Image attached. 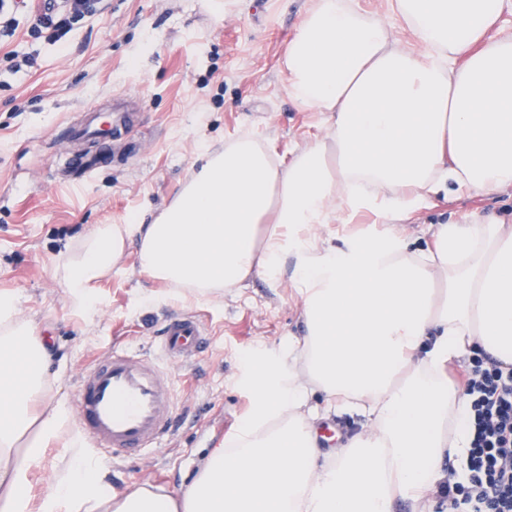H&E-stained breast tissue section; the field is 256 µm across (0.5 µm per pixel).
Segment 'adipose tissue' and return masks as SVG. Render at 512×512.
<instances>
[{
	"label": "adipose tissue",
	"instance_id": "obj_1",
	"mask_svg": "<svg viewBox=\"0 0 512 512\" xmlns=\"http://www.w3.org/2000/svg\"><path fill=\"white\" fill-rule=\"evenodd\" d=\"M509 7L390 0L416 52L357 0H313L283 65L292 101L325 113L326 137L288 163L229 140L151 223L95 225L66 253V300L87 315L131 244L140 272L178 297L286 274L303 296V336L248 357V415L180 492L113 493L68 428L67 399L49 393L50 343L0 291V512H393L434 488L444 459L463 464L468 403L444 365L478 347L512 364V224H442L424 250L395 234L331 245L315 228L512 186V34H488ZM330 411L365 416L370 433L321 452L314 423ZM48 467L57 481L37 493Z\"/></svg>",
	"mask_w": 512,
	"mask_h": 512
}]
</instances>
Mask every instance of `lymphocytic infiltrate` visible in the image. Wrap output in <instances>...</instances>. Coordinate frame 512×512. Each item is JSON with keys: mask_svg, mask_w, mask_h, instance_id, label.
Instances as JSON below:
<instances>
[{"mask_svg": "<svg viewBox=\"0 0 512 512\" xmlns=\"http://www.w3.org/2000/svg\"><path fill=\"white\" fill-rule=\"evenodd\" d=\"M101 0H51L35 8L29 0H0V37L28 24L35 42L27 51L5 53L7 69L26 75L43 48L61 42L95 17ZM469 406L465 476L449 471L441 490V512H512V365L478 353L461 370Z\"/></svg>", "mask_w": 512, "mask_h": 512, "instance_id": "lymphocytic-infiltrate-1", "label": "lymphocytic infiltrate"}]
</instances>
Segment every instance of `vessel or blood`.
I'll return each instance as SVG.
<instances>
[{
	"instance_id": "vessel-or-blood-1",
	"label": "vessel or blood",
	"mask_w": 512,
	"mask_h": 512,
	"mask_svg": "<svg viewBox=\"0 0 512 512\" xmlns=\"http://www.w3.org/2000/svg\"><path fill=\"white\" fill-rule=\"evenodd\" d=\"M70 137L107 141L99 116L85 111ZM206 343L203 322L168 315L160 330L159 359L152 362L123 347L95 361L77 389L78 426L85 439L112 456L135 458L160 446L172 429L175 386L165 364L195 357Z\"/></svg>"
}]
</instances>
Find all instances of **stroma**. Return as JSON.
I'll list each match as a JSON object with an SVG mask.
<instances>
[{"label":"stroma","instance_id":"35a3bbf8","mask_svg":"<svg viewBox=\"0 0 512 512\" xmlns=\"http://www.w3.org/2000/svg\"><path fill=\"white\" fill-rule=\"evenodd\" d=\"M311 0H103L97 18L45 49L27 76L0 81V291L21 295L22 313L56 347L52 394L75 402L79 374L113 345L154 355L173 311L199 315L204 352L171 362L178 422L161 447L134 460H108L113 485L151 483L174 493L191 481L247 412L245 359L276 351L303 333L302 296L290 277H255L205 298L170 297L138 273L136 253L96 283L95 314L72 309L59 267L98 224L152 219L176 195L206 148L246 135L289 160L324 138L320 112L289 98L283 59ZM137 115L129 147L79 186L60 184L58 162L79 152L63 128L113 97ZM467 214L512 218V187L493 197L439 194L402 223L370 211L321 225L337 240L394 232L425 246L437 225Z\"/></svg>","mask_w":512,"mask_h":512}]
</instances>
